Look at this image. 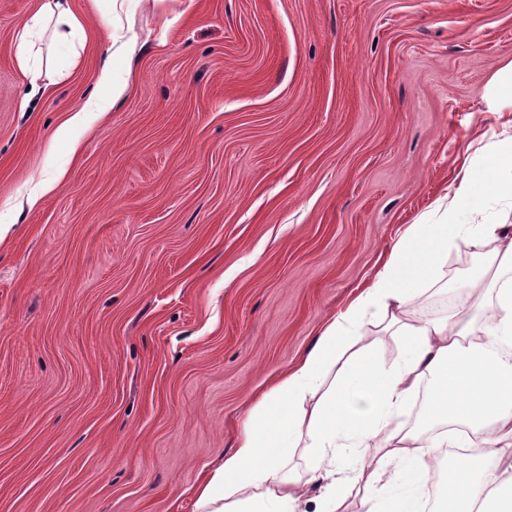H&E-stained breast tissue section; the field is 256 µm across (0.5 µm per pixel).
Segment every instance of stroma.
Returning a JSON list of instances; mask_svg holds the SVG:
<instances>
[{"mask_svg": "<svg viewBox=\"0 0 512 512\" xmlns=\"http://www.w3.org/2000/svg\"><path fill=\"white\" fill-rule=\"evenodd\" d=\"M0 0V512H192L245 411L512 134V0ZM124 96L57 130L104 64ZM491 244L449 247L461 287ZM65 1L67 0H45L17 34L15 60L22 72L29 76L31 86L36 87L42 75V67L38 62V52H35L33 41L38 31L48 23H53L56 43L69 41L82 31L81 20ZM489 111L512 112V63L506 66L488 89Z\"/></svg>", "mask_w": 512, "mask_h": 512, "instance_id": "stroma-1", "label": "stroma"}]
</instances>
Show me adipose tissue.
Segmentation results:
<instances>
[{"instance_id": "1", "label": "adipose tissue", "mask_w": 512, "mask_h": 512, "mask_svg": "<svg viewBox=\"0 0 512 512\" xmlns=\"http://www.w3.org/2000/svg\"><path fill=\"white\" fill-rule=\"evenodd\" d=\"M49 24L59 43L82 30L65 0H44L31 14L17 35L15 60L34 84L42 67L33 38ZM125 90L111 67H103L95 97L75 109L71 124L107 111ZM493 201L512 205V135L482 164L464 168L453 197L410 225L372 284L249 408L233 451L198 486L194 512H301L309 498L316 512H340L355 492L364 512H422L421 492L447 447L457 454L439 512H512V476L483 469L484 456H512V224L461 221L463 213H485ZM458 240L494 243L484 259L485 269L496 272L491 286L475 277L450 317H410L424 288L441 282L444 254ZM372 310L403 343L394 369L379 363L362 332ZM333 369L337 379L325 384ZM425 385L431 389L426 420L460 424L461 432L423 437L403 431L396 418ZM473 433L482 439L483 456L464 452ZM343 448L355 449L365 464L354 476L337 474ZM297 451L309 462L306 472L285 477V464Z\"/></svg>"}]
</instances>
